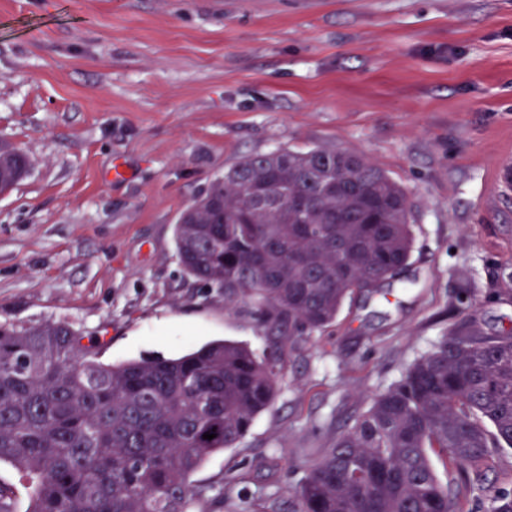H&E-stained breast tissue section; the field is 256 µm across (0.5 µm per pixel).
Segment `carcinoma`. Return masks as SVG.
<instances>
[{
	"label": "carcinoma",
	"instance_id": "obj_1",
	"mask_svg": "<svg viewBox=\"0 0 512 512\" xmlns=\"http://www.w3.org/2000/svg\"><path fill=\"white\" fill-rule=\"evenodd\" d=\"M20 163L0 155L1 185ZM414 240L409 197L376 163L328 145L279 148L224 168L175 225L185 272L227 308L247 305L269 352L217 340L110 365L100 339L85 344L68 325H0V464L26 480L27 512H188L189 477L272 406L283 338L325 331L355 291L407 265ZM506 448L512 333L458 325L323 449L298 512H463ZM493 503L512 512V489H494Z\"/></svg>",
	"mask_w": 512,
	"mask_h": 512
}]
</instances>
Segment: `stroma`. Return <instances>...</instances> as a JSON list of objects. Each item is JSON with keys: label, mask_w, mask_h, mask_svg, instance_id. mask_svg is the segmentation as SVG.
<instances>
[{"label": "stroma", "mask_w": 512, "mask_h": 512, "mask_svg": "<svg viewBox=\"0 0 512 512\" xmlns=\"http://www.w3.org/2000/svg\"><path fill=\"white\" fill-rule=\"evenodd\" d=\"M0 324L118 365L269 338L183 271L180 211L238 159L328 144L407 192L411 258L284 356L272 407L190 512H294L321 449L451 327L512 332V0H0ZM127 176L116 181L112 165ZM512 488V450L471 503Z\"/></svg>", "instance_id": "obj_1"}]
</instances>
